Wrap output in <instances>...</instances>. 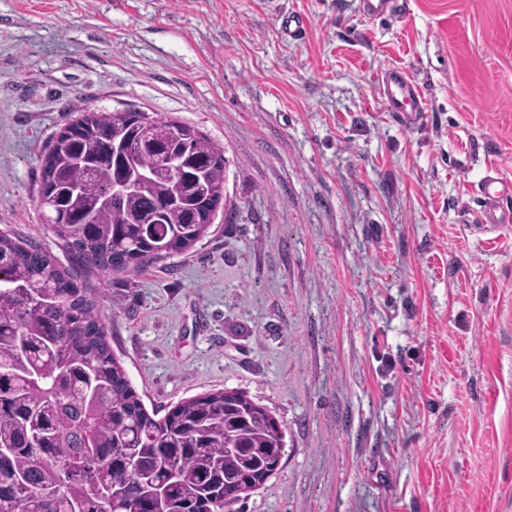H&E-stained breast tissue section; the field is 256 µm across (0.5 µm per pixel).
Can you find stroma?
I'll use <instances>...</instances> for the list:
<instances>
[{
  "instance_id": "35a3bbf8",
  "label": "stroma",
  "mask_w": 512,
  "mask_h": 512,
  "mask_svg": "<svg viewBox=\"0 0 512 512\" xmlns=\"http://www.w3.org/2000/svg\"><path fill=\"white\" fill-rule=\"evenodd\" d=\"M392 67L419 128L380 94ZM81 109L224 151L205 237L85 282L149 413L228 389L278 421L232 512H512V227L476 232L472 197L512 179V0H0V233L64 267L36 199ZM403 6L404 0H359V9L373 18L398 15ZM279 34L285 40H300L307 30V18L296 12L278 13ZM383 97L396 119L406 127L416 128L423 120L425 101L417 84L400 69H386L380 76Z\"/></svg>"
}]
</instances>
